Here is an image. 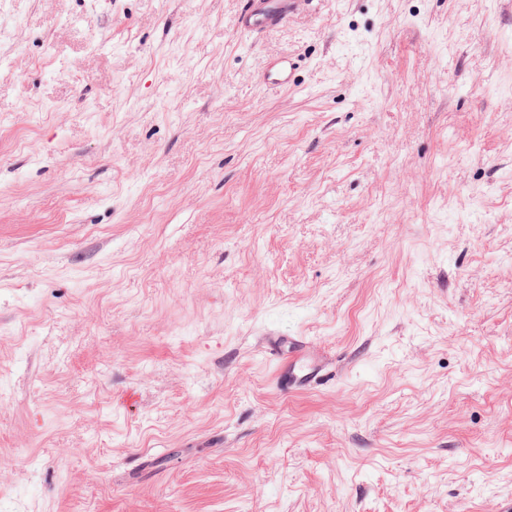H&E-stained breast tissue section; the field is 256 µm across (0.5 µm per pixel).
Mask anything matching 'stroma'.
Listing matches in <instances>:
<instances>
[{"label": "stroma", "mask_w": 512, "mask_h": 512, "mask_svg": "<svg viewBox=\"0 0 512 512\" xmlns=\"http://www.w3.org/2000/svg\"><path fill=\"white\" fill-rule=\"evenodd\" d=\"M239 8L0 0V512L512 499V0ZM296 0H243L238 15L239 31L253 38L288 19ZM292 62L288 57L272 59L267 63L263 79L265 83L288 87L292 80ZM288 344L291 348L288 358H278L282 387L302 388L324 375L327 363L313 346L299 338L288 341Z\"/></svg>", "instance_id": "stroma-1"}]
</instances>
